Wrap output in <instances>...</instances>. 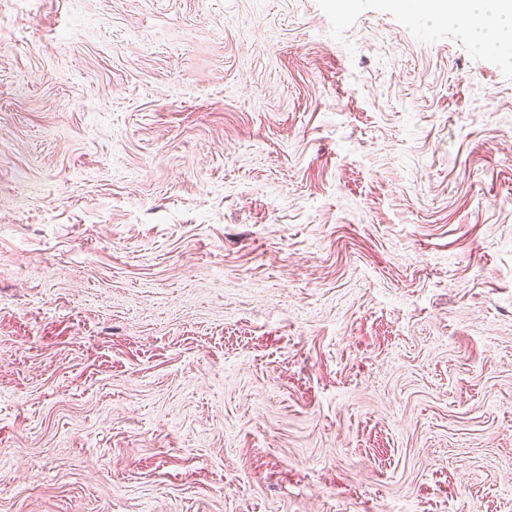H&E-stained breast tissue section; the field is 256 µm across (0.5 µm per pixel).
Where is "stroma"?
<instances>
[{
    "mask_svg": "<svg viewBox=\"0 0 512 512\" xmlns=\"http://www.w3.org/2000/svg\"><path fill=\"white\" fill-rule=\"evenodd\" d=\"M0 512H512V65L0 0Z\"/></svg>",
    "mask_w": 512,
    "mask_h": 512,
    "instance_id": "35a3bbf8",
    "label": "stroma"
}]
</instances>
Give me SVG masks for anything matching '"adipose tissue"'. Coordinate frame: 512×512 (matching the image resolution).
<instances>
[{"label": "adipose tissue", "mask_w": 512, "mask_h": 512, "mask_svg": "<svg viewBox=\"0 0 512 512\" xmlns=\"http://www.w3.org/2000/svg\"><path fill=\"white\" fill-rule=\"evenodd\" d=\"M404 11L433 22H466L465 32L482 47L512 57V0H395Z\"/></svg>", "instance_id": "1"}]
</instances>
